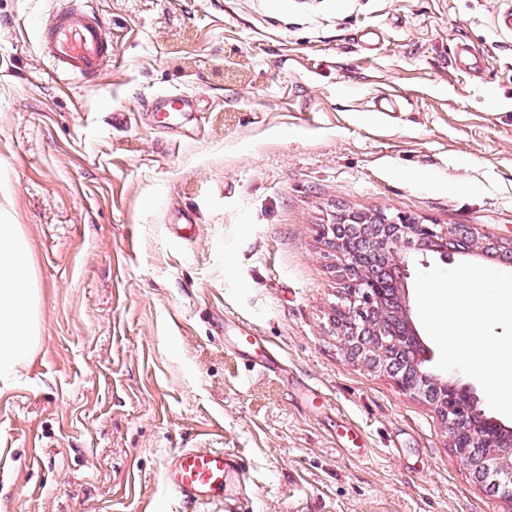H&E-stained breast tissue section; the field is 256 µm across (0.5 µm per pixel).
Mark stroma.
I'll list each match as a JSON object with an SVG mask.
<instances>
[{
  "label": "stroma",
  "mask_w": 512,
  "mask_h": 512,
  "mask_svg": "<svg viewBox=\"0 0 512 512\" xmlns=\"http://www.w3.org/2000/svg\"><path fill=\"white\" fill-rule=\"evenodd\" d=\"M91 2L114 52L84 82L39 48L57 0H0V222L40 288L39 346L0 387V512H192L164 476L202 442L244 461L250 512H512L434 408L344 356L322 235L380 210L512 239L499 0ZM164 93L192 103L169 130ZM233 342L238 349H250L256 346L255 357L252 359L254 369L273 374L284 371V367L279 358L260 344L258 336L244 331L242 335L233 336Z\"/></svg>",
  "instance_id": "35a3bbf8"
}]
</instances>
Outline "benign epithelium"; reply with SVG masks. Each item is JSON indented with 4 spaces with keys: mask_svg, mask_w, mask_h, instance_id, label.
<instances>
[{
    "mask_svg": "<svg viewBox=\"0 0 512 512\" xmlns=\"http://www.w3.org/2000/svg\"><path fill=\"white\" fill-rule=\"evenodd\" d=\"M342 269L343 303L336 333L345 354L388 374L404 391L433 405L445 423L449 447L475 479L512 488V429L478 423L465 386L429 366L412 321L407 278L420 256L512 264V239L481 235L470 224H428L410 213H343L323 227Z\"/></svg>",
    "mask_w": 512,
    "mask_h": 512,
    "instance_id": "obj_1",
    "label": "benign epithelium"
}]
</instances>
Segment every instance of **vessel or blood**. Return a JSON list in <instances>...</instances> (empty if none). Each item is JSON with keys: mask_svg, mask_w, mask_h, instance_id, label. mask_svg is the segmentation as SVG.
<instances>
[{"mask_svg": "<svg viewBox=\"0 0 512 512\" xmlns=\"http://www.w3.org/2000/svg\"><path fill=\"white\" fill-rule=\"evenodd\" d=\"M40 47L56 71L89 80L97 75L102 59L111 54L112 41L96 11L86 5L74 6L73 0H59L41 28ZM233 342L237 348L254 349V369L282 372L279 358L260 345L257 336L246 332ZM243 475L241 463L223 449L185 448L166 472L165 481L188 504L200 507L222 499L230 502L229 512H246L240 494Z\"/></svg>", "mask_w": 512, "mask_h": 512, "instance_id": "vessel-or-blood-1", "label": "vessel or blood"}]
</instances>
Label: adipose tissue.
<instances>
[{
	"instance_id": "ef3b65f1",
	"label": "adipose tissue",
	"mask_w": 512,
	"mask_h": 512,
	"mask_svg": "<svg viewBox=\"0 0 512 512\" xmlns=\"http://www.w3.org/2000/svg\"><path fill=\"white\" fill-rule=\"evenodd\" d=\"M37 285L28 244L17 224L0 223V381L8 380L38 344Z\"/></svg>"
}]
</instances>
